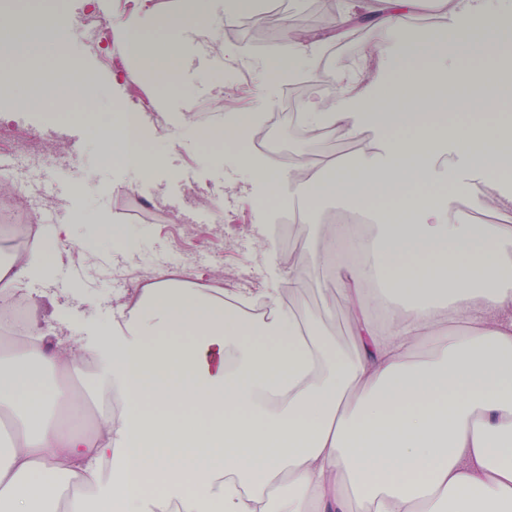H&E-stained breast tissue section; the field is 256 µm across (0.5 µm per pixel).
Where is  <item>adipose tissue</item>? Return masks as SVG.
I'll use <instances>...</instances> for the list:
<instances>
[{
    "instance_id": "ef3b65f1",
    "label": "adipose tissue",
    "mask_w": 512,
    "mask_h": 512,
    "mask_svg": "<svg viewBox=\"0 0 512 512\" xmlns=\"http://www.w3.org/2000/svg\"><path fill=\"white\" fill-rule=\"evenodd\" d=\"M418 0H343L336 26L371 14L382 40L367 49L378 80L337 74L332 105L304 100V126L372 132L351 164H297L292 198L333 196L367 209L371 224H325V238L355 244L298 253L277 287L229 294L158 274L135 288L106 346H65L39 336L0 356V417L13 436L0 450V512H512V241L508 224H477L465 208L512 212V192L484 190L487 176L512 181V153L493 149L497 61L512 57V33L492 28V0H447L458 49L488 60L480 72L448 55L446 40H416L398 23ZM51 25L59 46L78 33L62 15L19 21L0 14L9 42ZM309 39L276 44L265 61L263 96L306 59ZM421 58L432 68L412 66ZM470 91L485 121L448 125L452 104L429 93L439 72ZM30 80L67 98L94 73L39 68ZM245 118L212 136L252 179L269 173ZM474 145L479 179L442 177L449 142ZM384 196L398 212L378 208ZM69 224L41 227L28 250L0 264V295L53 274L52 252ZM334 272L358 346L348 356L288 307L304 271ZM263 308L251 318L245 311ZM430 339L429 356L407 360ZM94 360L127 403L120 422L96 437L60 420L66 390L47 374ZM44 400L31 409L28 395Z\"/></svg>"
}]
</instances>
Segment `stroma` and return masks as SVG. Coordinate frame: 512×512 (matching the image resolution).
Wrapping results in <instances>:
<instances>
[{
  "mask_svg": "<svg viewBox=\"0 0 512 512\" xmlns=\"http://www.w3.org/2000/svg\"><path fill=\"white\" fill-rule=\"evenodd\" d=\"M310 5L311 0H288L284 17L304 24L314 46L292 82L315 94L330 87L336 73L338 60L330 49L354 48L355 38L353 30L311 23ZM1 9L21 18L62 10L79 33L71 53L57 50L47 28L34 31L24 44L0 46V68L14 76L7 95L0 96V148L37 136L74 156L68 168L48 167L41 177L56 206L48 213L36 211L35 220L71 224L76 233L56 242L54 275L33 291L32 321L65 328L72 342L99 343L124 296L161 272L190 285L210 284L218 274L221 287L232 292L277 287L288 256L280 248L265 251L262 240L270 235L279 200L289 195L291 184L284 180L277 194L263 195L233 158L197 138L198 127L223 124L230 115L253 118L258 134L284 110L281 91L259 98L272 47L254 37L268 20L263 7L228 24L218 6L203 23L180 33L165 26L167 16L179 12L180 0H0ZM130 18L144 20L153 50L169 46L183 59L171 81H156L125 52L124 23ZM401 23L420 37L448 30L440 0H423L402 15ZM69 66L97 77L95 94L102 107L94 123L73 118L50 124L22 102L31 69ZM127 112L136 114L156 145V158L143 173L101 158V135L121 138ZM260 195L268 208L255 206ZM215 206L231 210L238 225H214ZM90 249L97 254L92 262L86 257ZM324 279L323 272L310 270L291 306L313 319L323 335L353 351L354 321L343 308L326 309L324 298L335 287Z\"/></svg>",
  "mask_w": 512,
  "mask_h": 512,
  "instance_id": "stroma-1",
  "label": "stroma"
}]
</instances>
